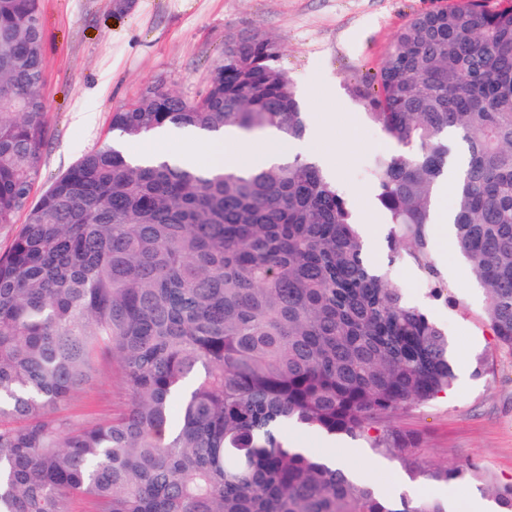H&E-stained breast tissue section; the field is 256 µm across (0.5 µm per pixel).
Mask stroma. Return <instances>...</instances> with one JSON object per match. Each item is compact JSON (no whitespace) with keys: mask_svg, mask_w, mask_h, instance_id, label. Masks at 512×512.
<instances>
[{"mask_svg":"<svg viewBox=\"0 0 512 512\" xmlns=\"http://www.w3.org/2000/svg\"><path fill=\"white\" fill-rule=\"evenodd\" d=\"M455 0H41L45 33L42 96L49 137L41 150L36 192L85 154L115 140L113 112L149 86L161 85L192 100L234 33L260 29L281 47L279 64L295 82L307 110L327 118L329 136L320 150L335 158V182L353 209H366L378 230L368 250L376 265L391 264L407 301L447 329L455 356L448 392L403 409L391 427L415 439V466L375 453L363 440L348 439L355 465L368 468L376 485L395 499L410 488L418 499H457L483 493L486 482L512 484V353L499 349L485 318V292L469 269L456 267L450 241L429 231L431 257L446 289L432 298L413 265L390 262V226L374 199L367 173L374 155L398 152L368 119L358 87L380 69L396 32L413 16ZM484 355V373L474 360ZM127 397L109 364L97 385L75 394L67 414L104 419L123 411ZM476 466L486 481L444 482L423 477L426 469Z\"/></svg>","mask_w":512,"mask_h":512,"instance_id":"1","label":"stroma"}]
</instances>
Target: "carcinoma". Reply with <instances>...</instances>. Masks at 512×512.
<instances>
[{"instance_id": "cac0c4a2", "label": "carcinoma", "mask_w": 512, "mask_h": 512, "mask_svg": "<svg viewBox=\"0 0 512 512\" xmlns=\"http://www.w3.org/2000/svg\"><path fill=\"white\" fill-rule=\"evenodd\" d=\"M280 45L236 34L206 90L159 85L112 113L129 140L167 127L302 136ZM40 0H0V512H448L294 452L288 429L365 439L413 464L412 437L372 424L449 389L448 331L365 256L349 203L308 156L249 173L133 165L105 144L38 198L49 126ZM371 121L404 151L373 158L391 260L444 290L428 245L437 183L460 146L453 247L512 352V0L415 15L373 83ZM110 363L125 411L60 414ZM178 416H173V408ZM469 468L430 477L464 481ZM512 512V484L492 486Z\"/></svg>"}]
</instances>
